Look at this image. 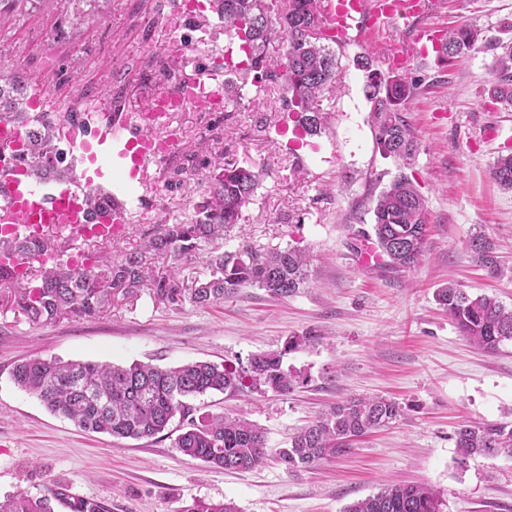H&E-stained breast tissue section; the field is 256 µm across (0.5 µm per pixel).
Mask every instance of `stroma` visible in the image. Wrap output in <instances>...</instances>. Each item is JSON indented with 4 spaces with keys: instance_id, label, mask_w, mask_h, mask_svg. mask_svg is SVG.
Listing matches in <instances>:
<instances>
[{
    "instance_id": "obj_1",
    "label": "stroma",
    "mask_w": 512,
    "mask_h": 512,
    "mask_svg": "<svg viewBox=\"0 0 512 512\" xmlns=\"http://www.w3.org/2000/svg\"><path fill=\"white\" fill-rule=\"evenodd\" d=\"M427 17L439 31L461 24L483 30L490 45L455 64L436 54L404 68L418 88L403 113L418 150L410 168L426 200L428 250L415 268L364 267L352 245L369 230L380 190L397 173L378 153L353 59L371 52L390 71L389 41L366 36L337 47L336 78L320 100L329 115L320 135L277 138L287 124L281 82L233 109L176 113L158 135L176 133L174 155H204L260 169L261 185L242 209L235 233L259 252L290 244L312 256L311 281L292 297L275 299L243 289L224 303L198 307L155 299L142 289L134 301L113 300L96 316L65 315L32 323L0 288V499L50 486L101 501L106 512H179L193 500L234 502L239 512H343L353 501L402 481L439 491L446 512H512V457H474L458 468L453 433L465 420L512 424V343L487 352L461 336L434 293L456 281L471 294L512 306V191L490 175L498 153L512 150V111L490 99L497 54L492 42L512 40V0H439ZM75 0H44L33 14L0 29V69L37 77L54 109L83 111L101 82L121 92L127 111L143 107L171 82L143 70L164 57L163 26H177L168 0H105L98 22L56 39L76 10ZM185 74L224 78V25L212 11L185 30ZM302 157V173L292 167ZM200 175L174 188L156 186L121 236L76 253L122 254L138 248L161 222L182 218ZM482 233L496 246L503 273L474 260L468 243ZM313 329L321 343L286 355L283 366L304 376L288 394L271 391L192 400L194 415L233 414L264 428L267 458L245 471L213 469L174 446L181 418L148 440L115 439L74 426L49 412L13 381L27 357L160 367L189 361L247 363ZM394 398L402 416L361 438L350 453L289 472L278 458L295 430L353 396Z\"/></svg>"
}]
</instances>
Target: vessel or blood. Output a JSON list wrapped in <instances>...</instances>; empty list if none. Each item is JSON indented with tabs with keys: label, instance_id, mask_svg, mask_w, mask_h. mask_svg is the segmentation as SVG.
Instances as JSON below:
<instances>
[{
	"label": "vessel or blood",
	"instance_id": "1",
	"mask_svg": "<svg viewBox=\"0 0 512 512\" xmlns=\"http://www.w3.org/2000/svg\"><path fill=\"white\" fill-rule=\"evenodd\" d=\"M437 9V0H329L324 20L342 42L352 41L361 28H413L411 40L392 44L391 62L400 66L418 55L420 44L433 42L434 29L421 20ZM223 97V87L211 86L203 75L126 115L119 129H112L101 115L90 114L87 134L71 139L68 146L82 165L80 174L69 180L40 182L28 177L23 163L0 160V212L10 214L14 233L32 238L61 224L69 225L79 238L87 237L91 224L103 237L114 236L127 220L134 189L152 188L158 163L175 145L174 139L154 136L153 127L184 105L206 109ZM92 190L112 196L113 208L93 211L87 202Z\"/></svg>",
	"mask_w": 512,
	"mask_h": 512
}]
</instances>
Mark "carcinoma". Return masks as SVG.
<instances>
[{"mask_svg": "<svg viewBox=\"0 0 512 512\" xmlns=\"http://www.w3.org/2000/svg\"><path fill=\"white\" fill-rule=\"evenodd\" d=\"M43 0H0V29L21 14L39 10ZM214 0L215 12L224 28L245 46L246 71L252 85L284 79L288 115L303 136L321 133L327 114L319 98L336 75V51L323 41L336 42L325 32L324 0ZM280 41L286 59L285 73L278 76L268 67L267 49ZM482 31L459 26L439 45L442 63L481 47ZM495 79L489 97L512 108V41L496 40ZM364 72V96L370 103L374 141L382 158L393 160L397 175L380 191L372 209V234L363 235L374 257L398 270L416 267L427 251L428 210L414 177L404 172L410 164L417 137L402 114L416 84L403 74L376 68L372 53L354 58ZM152 68L168 80H188L183 68L171 59H149ZM37 79H26L0 69V122L24 128L23 146L15 157L35 176L67 178L73 168L64 163V146L75 131H83V112L25 111L36 90ZM207 170L190 201L191 213L182 221L162 224L140 248L124 255H100L88 269L60 258L69 239L45 235L40 239L19 236L0 240V288L14 289L13 303L36 324H47L64 315L98 314L112 298L138 296L143 288L161 302L189 301L210 306L239 294L245 288L264 290L272 297L288 298L298 293L309 278V256L297 246L266 253L244 244L226 247L243 207L252 203L259 186V173L249 166L224 161V155L199 160L195 151L164 162L168 186L197 168ZM492 179L512 190V152L500 153L492 162ZM475 260L490 272L500 271L495 245L477 233L469 240ZM198 258L213 275L199 278L187 288L174 279L151 275L152 265L162 259ZM435 300L448 312L459 332L488 352L512 342V308L487 294L471 295L450 282L437 289ZM320 340L307 330L288 338L280 350L254 354L245 365L192 361L160 368L150 363L98 364L34 357L15 365L14 382L36 396L48 410L71 420L80 428L116 438L151 439L167 430L179 415L188 420L174 441L183 455L224 470H249L264 463L267 436L264 429L243 417L205 414L192 417L188 400L208 392L234 396L271 390L285 395L300 382L301 375L282 368L285 354L306 349ZM403 414L395 400L382 397L350 398L298 430L279 450L280 461L290 471L306 469L350 452L354 442L367 433L397 421ZM457 464L467 466L475 456L512 455V426L475 425L466 422L454 432ZM70 512H105L95 499L70 498L60 487H48L39 496L18 493L0 500V512H55L58 505ZM444 502L434 489L422 484L392 483L376 494L353 502L344 512H443ZM179 512H238L231 501H194Z\"/></svg>", "mask_w": 512, "mask_h": 512, "instance_id": "1", "label": "carcinoma"}]
</instances>
